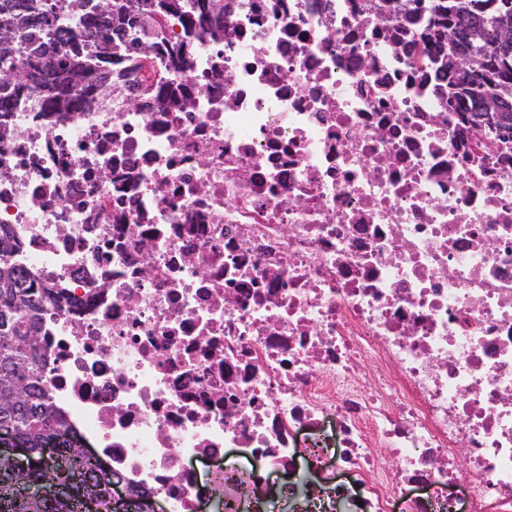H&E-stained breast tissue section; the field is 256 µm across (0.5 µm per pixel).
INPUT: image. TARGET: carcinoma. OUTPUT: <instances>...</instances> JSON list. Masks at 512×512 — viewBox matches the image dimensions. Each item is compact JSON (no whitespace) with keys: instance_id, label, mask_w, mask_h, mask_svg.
<instances>
[{"instance_id":"1","label":"carcinoma","mask_w":512,"mask_h":512,"mask_svg":"<svg viewBox=\"0 0 512 512\" xmlns=\"http://www.w3.org/2000/svg\"><path fill=\"white\" fill-rule=\"evenodd\" d=\"M134 0H0V119L10 103L37 98L50 110L70 107L91 95L86 82L93 66L87 43L109 44L137 27ZM216 0H157V13L184 11L197 19L213 11ZM405 19L416 25L427 21L422 38L434 41L432 61L452 75L454 99H468L475 117L500 135L512 137V40L500 36L503 23L512 26V0H403ZM480 30L483 41L471 39ZM456 35L455 46L444 49L442 31ZM472 53L482 64L468 84L458 81L446 57L452 51ZM169 67L189 66L188 46L169 49ZM12 250L8 230L0 227V430L8 429L29 443L35 458L41 444L55 438L67 423L48 391L40 386L33 334L42 312L41 298L52 289L22 269L4 267ZM112 474L97 469L82 448L57 455L52 465L23 473L0 459V512H112L108 488ZM63 487L67 492H51Z\"/></svg>"}]
</instances>
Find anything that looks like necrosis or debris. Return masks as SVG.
<instances>
[{"label": "necrosis or debris", "mask_w": 512, "mask_h": 512, "mask_svg": "<svg viewBox=\"0 0 512 512\" xmlns=\"http://www.w3.org/2000/svg\"><path fill=\"white\" fill-rule=\"evenodd\" d=\"M376 4L142 0L149 58L0 126L55 449L165 512H512V139ZM224 1L225 0H157L156 7L159 16L184 11L185 15L190 18L198 19L199 17L210 14L216 6L220 5L218 2H223L221 10L224 12Z\"/></svg>", "instance_id": "4bbe7bcc"}]
</instances>
